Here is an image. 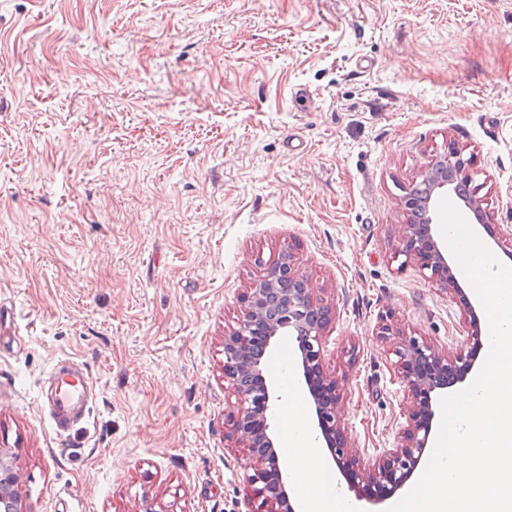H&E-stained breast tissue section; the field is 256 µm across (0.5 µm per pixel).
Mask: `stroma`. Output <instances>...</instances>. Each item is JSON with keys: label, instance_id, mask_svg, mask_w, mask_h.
<instances>
[{"label": "stroma", "instance_id": "obj_1", "mask_svg": "<svg viewBox=\"0 0 512 512\" xmlns=\"http://www.w3.org/2000/svg\"><path fill=\"white\" fill-rule=\"evenodd\" d=\"M451 143L508 264L512 0H0V450L23 512H252L224 332L285 253L331 310L348 447H396L400 336L453 354L471 332L394 259ZM288 343L264 371L278 437ZM65 357L97 397L60 437L42 393Z\"/></svg>", "mask_w": 512, "mask_h": 512}]
</instances>
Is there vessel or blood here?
Listing matches in <instances>:
<instances>
[{"label": "vessel or blood", "instance_id": "obj_1", "mask_svg": "<svg viewBox=\"0 0 512 512\" xmlns=\"http://www.w3.org/2000/svg\"><path fill=\"white\" fill-rule=\"evenodd\" d=\"M52 383L43 400L50 408V420L56 434L70 433L82 420L81 407L94 387L83 365L57 363L52 371Z\"/></svg>", "mask_w": 512, "mask_h": 512}]
</instances>
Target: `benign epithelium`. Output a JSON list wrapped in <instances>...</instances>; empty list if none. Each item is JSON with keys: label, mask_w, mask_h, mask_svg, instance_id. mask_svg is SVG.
Wrapping results in <instances>:
<instances>
[{"label": "benign epithelium", "mask_w": 512, "mask_h": 512, "mask_svg": "<svg viewBox=\"0 0 512 512\" xmlns=\"http://www.w3.org/2000/svg\"><path fill=\"white\" fill-rule=\"evenodd\" d=\"M449 193L459 198L488 237L496 238L498 228L488 220L470 160L450 143L448 152L419 171L403 196L408 224L395 249V258L401 259L402 267L410 263L418 266L428 278L461 297L470 313L469 343L466 349L448 355L415 337L401 340L395 356L415 405L401 442L371 461L357 459L337 427L340 394L336 381L324 373L322 364V340L330 321V308L313 297L307 279L294 270L287 254L250 287L246 317L224 333V379L236 394L232 427L237 440L248 447L247 468L252 474L247 476V482L256 501L255 512H295L277 439L268 424L274 392L263 375L267 348L278 336L286 335L294 342L319 438L348 489L376 505L412 477L429 445L437 397L465 380L487 340L436 225V201ZM19 482V467L0 453V512H22Z\"/></svg>", "instance_id": "1"}]
</instances>
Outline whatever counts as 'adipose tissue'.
<instances>
[{"mask_svg": "<svg viewBox=\"0 0 512 512\" xmlns=\"http://www.w3.org/2000/svg\"><path fill=\"white\" fill-rule=\"evenodd\" d=\"M289 419L291 428L283 464L299 476L301 512H339L341 492L335 476L316 464L317 448L301 404H294Z\"/></svg>", "mask_w": 512, "mask_h": 512, "instance_id": "1", "label": "adipose tissue"}]
</instances>
